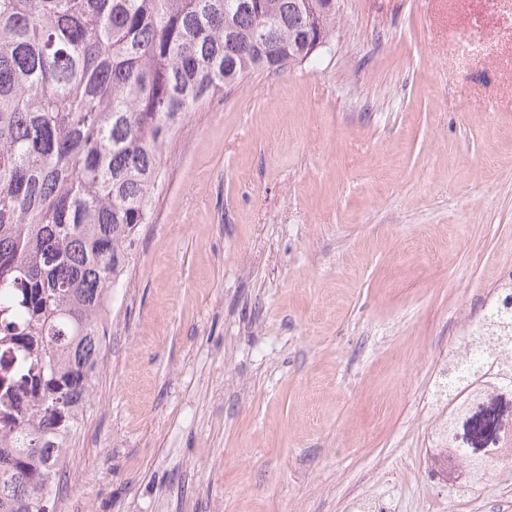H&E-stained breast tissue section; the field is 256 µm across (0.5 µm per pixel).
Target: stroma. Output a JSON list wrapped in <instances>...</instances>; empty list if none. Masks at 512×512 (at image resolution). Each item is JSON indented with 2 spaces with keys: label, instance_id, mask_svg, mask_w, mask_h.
Segmentation results:
<instances>
[{
  "label": "stroma",
  "instance_id": "35a3bbf8",
  "mask_svg": "<svg viewBox=\"0 0 512 512\" xmlns=\"http://www.w3.org/2000/svg\"><path fill=\"white\" fill-rule=\"evenodd\" d=\"M511 266L512 0H343L168 142L52 512H512L430 436Z\"/></svg>",
  "mask_w": 512,
  "mask_h": 512
}]
</instances>
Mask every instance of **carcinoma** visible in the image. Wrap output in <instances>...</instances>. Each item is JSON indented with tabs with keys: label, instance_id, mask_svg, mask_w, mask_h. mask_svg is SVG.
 Segmentation results:
<instances>
[{
	"label": "carcinoma",
	"instance_id": "carcinoma-1",
	"mask_svg": "<svg viewBox=\"0 0 512 512\" xmlns=\"http://www.w3.org/2000/svg\"><path fill=\"white\" fill-rule=\"evenodd\" d=\"M336 0H0V512H48L90 402L112 289L190 112L325 47ZM448 367V435L480 383L512 386V280ZM10 354L4 360L2 353ZM452 454L483 479L494 411Z\"/></svg>",
	"mask_w": 512,
	"mask_h": 512
}]
</instances>
